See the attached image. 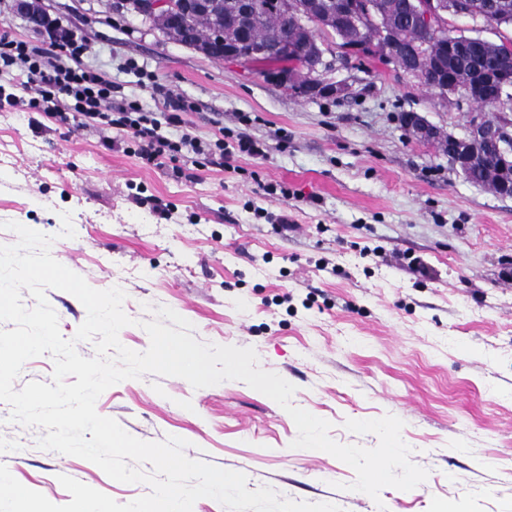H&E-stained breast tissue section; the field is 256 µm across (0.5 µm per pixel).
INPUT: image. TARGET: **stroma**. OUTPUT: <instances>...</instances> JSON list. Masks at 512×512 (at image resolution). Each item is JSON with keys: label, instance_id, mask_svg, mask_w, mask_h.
I'll list each match as a JSON object with an SVG mask.
<instances>
[{"label": "stroma", "instance_id": "35a3bbf8", "mask_svg": "<svg viewBox=\"0 0 512 512\" xmlns=\"http://www.w3.org/2000/svg\"><path fill=\"white\" fill-rule=\"evenodd\" d=\"M112 2L40 5L84 40V62L111 79L115 96L156 111L142 87L155 79L195 104L194 136L242 130L266 153L236 156L224 171L186 161L179 178L133 150L107 149L96 130L1 108L0 244L16 243L5 225L20 223L53 236L52 256L94 289L124 290L133 323L119 340L131 350L148 349L142 324L158 306L188 320L201 342L254 349L260 368L296 386L293 405L329 421L339 443H378L346 420L400 418L410 459L428 478L376 500L350 490L351 467L292 448L290 415L240 381L196 389L147 374L107 389L98 414L143 441L186 439L187 457L244 473L248 489L341 512H512V199L466 182L400 121L417 112L460 135L469 105L443 104L365 58L335 62L347 95L303 99ZM258 207L287 214L297 231L276 234ZM65 212L71 238L60 235ZM46 298L73 338L83 304L57 289ZM9 416L0 402V464L54 504L70 500L62 475L121 504L149 493L86 459L39 449L42 429Z\"/></svg>", "mask_w": 512, "mask_h": 512}]
</instances>
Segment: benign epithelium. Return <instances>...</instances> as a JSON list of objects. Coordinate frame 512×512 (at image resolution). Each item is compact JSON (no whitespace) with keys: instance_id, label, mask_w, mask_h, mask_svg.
I'll list each match as a JSON object with an SVG mask.
<instances>
[{"instance_id":"7a95c632","label":"benign epithelium","mask_w":512,"mask_h":512,"mask_svg":"<svg viewBox=\"0 0 512 512\" xmlns=\"http://www.w3.org/2000/svg\"><path fill=\"white\" fill-rule=\"evenodd\" d=\"M338 3L339 0H300L293 13L297 19L324 31L333 30L348 18L361 22L365 20V10L357 0H346L341 7ZM186 4L198 12L224 14V0H186ZM504 5L503 0H486L483 6L467 0L458 6L455 17L468 18L472 12L480 11L491 18ZM287 7L288 0H239L235 3L238 40L233 43L226 39L224 28L220 26L216 27L210 40L205 43L194 42L188 36L180 37V33L184 31V23L174 6V0H137L132 13L145 23L160 24L163 32L173 38H181V44L210 59L218 57L251 65L270 52L288 57L292 50L288 37H281L274 45H261L250 37L252 24L261 13ZM443 13L441 0H425L417 7L416 20L425 31H438L440 27L436 25V20ZM404 57L403 72L414 83L417 82V77H430L447 66L446 59L431 57L420 49L406 52ZM332 70L333 61L328 60L324 67L304 63L296 70L286 66L266 69L262 76L292 94L340 96L347 91V85L329 78L328 74ZM466 89L473 99L493 102L499 109L496 113L497 119L489 118L486 112H472L463 136L444 132L417 112L405 113L403 126L422 141L445 143L449 148L448 163L467 181L487 154H495L499 164L496 168L487 170L485 175L499 184L502 197L512 199V92L503 87L493 92L480 82L470 83Z\"/></svg>"}]
</instances>
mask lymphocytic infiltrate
Masks as SVG:
<instances>
[{
	"label": "lymphocytic infiltrate",
	"instance_id": "obj_1",
	"mask_svg": "<svg viewBox=\"0 0 512 512\" xmlns=\"http://www.w3.org/2000/svg\"><path fill=\"white\" fill-rule=\"evenodd\" d=\"M85 50L84 41L61 26L45 32L42 45L36 47L1 27L0 94L6 87L22 83L29 94V110L61 125L99 128L109 148L133 142L140 158L153 165L178 161L187 151L202 168L223 166L225 159L238 152L263 155V147L242 132L233 134L221 128L210 142L187 133L193 104L157 83L147 86L157 111H144L136 99L113 102L111 80L84 66ZM173 127L182 128L179 139L170 137Z\"/></svg>",
	"mask_w": 512,
	"mask_h": 512
}]
</instances>
